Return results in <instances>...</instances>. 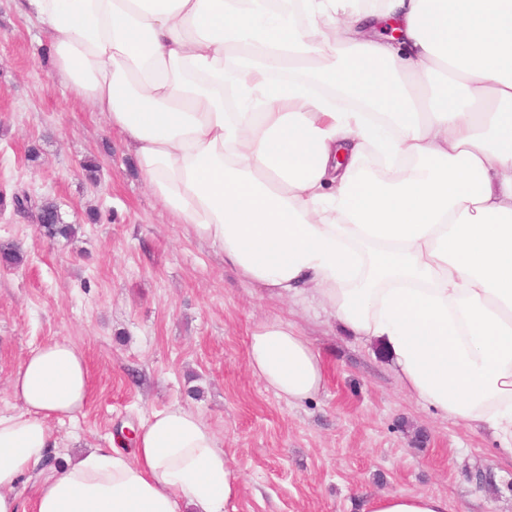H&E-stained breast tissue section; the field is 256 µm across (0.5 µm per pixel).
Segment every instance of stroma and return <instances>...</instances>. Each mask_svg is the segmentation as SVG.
<instances>
[{
  "label": "stroma",
  "mask_w": 512,
  "mask_h": 512,
  "mask_svg": "<svg viewBox=\"0 0 512 512\" xmlns=\"http://www.w3.org/2000/svg\"><path fill=\"white\" fill-rule=\"evenodd\" d=\"M20 190L53 201L75 237L48 238L36 210L16 213ZM0 194V244L24 254L0 265V414L23 410L10 380L31 350L65 338L87 360V404L50 423L57 460L112 447L179 403L232 460L234 512H362L391 492L445 497L449 512H512V457L487 427L438 416L405 393L376 345L313 302L248 286L172 222L122 135L63 85L44 25L15 0H0ZM273 317L302 328L323 358L325 385L304 403L248 368L249 333Z\"/></svg>",
  "instance_id": "1"
}]
</instances>
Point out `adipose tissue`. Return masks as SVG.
I'll return each mask as SVG.
<instances>
[{
    "label": "adipose tissue",
    "mask_w": 512,
    "mask_h": 512,
    "mask_svg": "<svg viewBox=\"0 0 512 512\" xmlns=\"http://www.w3.org/2000/svg\"><path fill=\"white\" fill-rule=\"evenodd\" d=\"M53 69L120 131L153 197L250 286L316 302L377 344L402 388L492 430L512 457V0H19ZM394 24L395 41L374 31ZM278 397L325 369L282 318L248 336ZM0 512H227L240 493L190 407L152 412L132 454L44 467L51 420L87 402L83 353L56 339L11 380ZM363 512H448L391 492Z\"/></svg>",
    "instance_id": "1"
}]
</instances>
